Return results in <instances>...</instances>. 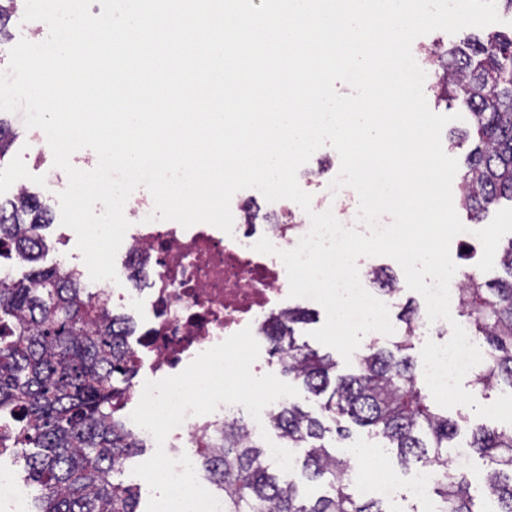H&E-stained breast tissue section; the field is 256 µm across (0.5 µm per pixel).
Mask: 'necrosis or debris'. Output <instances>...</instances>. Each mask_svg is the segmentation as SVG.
<instances>
[{
  "label": "necrosis or debris",
  "mask_w": 512,
  "mask_h": 512,
  "mask_svg": "<svg viewBox=\"0 0 512 512\" xmlns=\"http://www.w3.org/2000/svg\"><path fill=\"white\" fill-rule=\"evenodd\" d=\"M255 189L234 194L232 233L207 224L185 228L151 221L152 197L134 192L124 214L130 222L115 267L118 284L105 287L113 315L124 317L138 346L151 355L150 371L160 380L182 372L200 353L250 328L266 342L272 317L294 308L286 268L277 256L255 251L260 238L277 248H294L310 229L307 214L290 216L287 200L267 203L276 223H258L250 200ZM240 408L222 404L213 413L188 416L168 435L170 457L201 448Z\"/></svg>",
  "instance_id": "obj_1"
}]
</instances>
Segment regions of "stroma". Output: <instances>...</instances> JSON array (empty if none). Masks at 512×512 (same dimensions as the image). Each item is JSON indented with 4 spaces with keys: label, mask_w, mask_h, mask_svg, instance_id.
Returning <instances> with one entry per match:
<instances>
[{
    "label": "stroma",
    "mask_w": 512,
    "mask_h": 512,
    "mask_svg": "<svg viewBox=\"0 0 512 512\" xmlns=\"http://www.w3.org/2000/svg\"><path fill=\"white\" fill-rule=\"evenodd\" d=\"M0 117L16 133L4 160L0 161V201L13 198L22 186L30 192L46 194L48 185L58 173L53 166L52 156H45L37 162L30 160L27 156L30 132L24 124L22 113L7 112ZM49 208L52 222L45 231L48 250L40 261L41 266H83L75 232L61 223L59 201H51ZM482 253L480 240L469 232L457 235L450 245V255L458 272L477 274L483 282L504 277L505 271L499 265L488 272L478 269ZM351 432L348 445L356 450L355 455L348 458L349 468L355 474L350 481L351 492L358 495L367 493L370 483L380 480L385 474L393 476L398 484H407L414 470L398 463L394 449L385 447L382 439L370 434L367 429L355 426Z\"/></svg>",
    "instance_id": "35a3bbf8"
}]
</instances>
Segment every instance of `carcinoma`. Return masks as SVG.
Wrapping results in <instances>:
<instances>
[{
  "instance_id": "cac0c4a2",
  "label": "carcinoma",
  "mask_w": 512,
  "mask_h": 512,
  "mask_svg": "<svg viewBox=\"0 0 512 512\" xmlns=\"http://www.w3.org/2000/svg\"><path fill=\"white\" fill-rule=\"evenodd\" d=\"M441 70L437 97L466 108L457 143H472L459 184V205L479 224L502 199L512 202V33L467 37L434 51ZM49 207L22 191L0 202V257L35 263L45 246ZM507 278L483 284L464 275L461 315L482 337L484 388H512V240L500 256ZM305 307L272 318L268 336L283 372L322 399L321 416L284 402L272 425L288 447L302 452V468L327 492L307 502L299 488L273 469L265 448L241 422L224 424L221 443L199 449L200 465L222 491L224 512H388L374 499L349 492L348 461L322 443L327 433L350 438L346 418L386 439L399 462L438 472L435 512H478L469 474L448 471L457 448V421L429 404L418 383L411 333L418 319L408 308L393 348L375 343L354 371L336 373V361L298 341L310 322ZM137 373L135 352L114 322L107 302L82 285L81 274L34 268L22 280L0 275V454L14 448L28 480L39 487L35 512H139V488L116 479L143 444L112 408ZM465 448L484 461L483 495L497 512H512V428L476 424Z\"/></svg>"
}]
</instances>
